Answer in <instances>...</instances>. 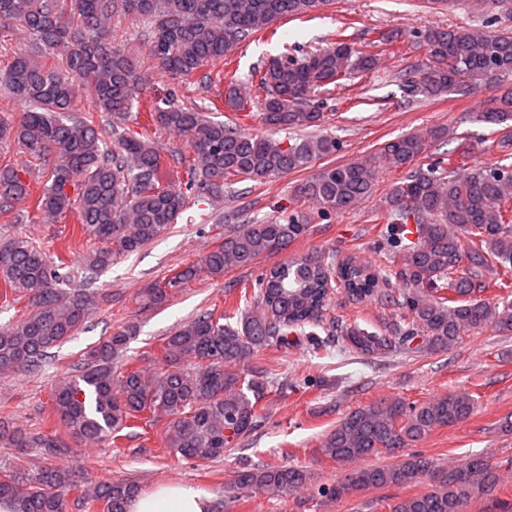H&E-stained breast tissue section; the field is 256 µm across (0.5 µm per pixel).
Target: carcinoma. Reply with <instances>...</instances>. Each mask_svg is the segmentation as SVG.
<instances>
[{
	"label": "carcinoma",
	"instance_id": "obj_1",
	"mask_svg": "<svg viewBox=\"0 0 512 512\" xmlns=\"http://www.w3.org/2000/svg\"><path fill=\"white\" fill-rule=\"evenodd\" d=\"M334 0H0V29L18 24L33 37L28 52H16L0 71V88L19 106L0 114V142L13 141L31 165L0 158V205L9 212L34 203L48 217L74 212L82 234L107 248L88 258L93 270L139 251L177 223L193 199L220 201L237 178L259 183L309 169L335 155L340 143L318 135L288 144L253 134L207 116L211 106L173 94L142 104L144 76L139 53L114 39L113 22L126 18L141 28L143 48L154 67L187 89L211 80L202 72L226 60L241 44L267 31L282 18L322 11ZM413 37L425 47L426 63L404 78L412 96L438 97L501 82L512 77V30L460 25L429 27ZM399 33L381 32L359 44L343 31L329 46L297 58L285 53L271 61L241 96L232 78L224 88V106L258 117L281 131L318 126L335 105L320 97L329 85L342 87L356 75L376 68L381 51L400 54ZM89 98L95 111L78 102ZM147 112L157 129L184 140L173 155L182 180L165 175V160L152 141L130 136L124 125ZM512 111V92L487 99L486 113L502 118ZM448 137V129L430 127L401 135L373 155L344 164H325L296 184L292 200L313 203L325 218L345 212L371 195L381 168L405 174L387 198L386 224L379 249L401 257L396 277L406 318L379 332L356 325L336 330L345 348L365 356L408 349L416 336L431 352L447 350L472 331L512 333V300L481 297L489 288H512V132L496 143L499 160L490 167H465L462 147L427 164V144ZM42 190L33 195V168ZM308 230L307 216L292 210L286 217L255 221L184 267L164 285L144 289L148 301L161 304L167 289L182 288L205 273L224 276L232 267H249L263 256L284 250ZM75 271L63 253L52 254L35 242L16 237L0 244V299L27 301L19 322L0 327V372L31 370L51 350L73 336L95 305V292L72 288ZM351 301L394 299L387 275L354 262H326L305 256L273 266L252 288L261 308L241 313L234 323L206 310L165 338L166 369H117L116 359L133 334L118 330L83 359L76 380H65L52 394L54 414L70 437L82 445L121 436L144 413L169 418L165 447L186 461L207 462L224 456L256 426L268 388L254 366L241 373L262 346L288 344V335L310 338L327 321L332 283ZM476 412L469 394H448L422 402L381 398L344 415L321 444L341 467L342 478L319 490L339 502L370 489L406 487L423 480L430 489L394 497L389 512H464L475 491L497 486V466L481 456L444 465L412 452L433 430L455 427ZM0 441L11 448H42L53 458L67 457L66 445L39 432H16L0 425ZM387 455L391 465L365 461ZM64 465L0 475V499L15 512H66L63 489L77 492L84 509L127 512L138 485L116 480L91 485ZM301 466L242 469L230 491L273 493L308 485Z\"/></svg>",
	"mask_w": 512,
	"mask_h": 512
}]
</instances>
